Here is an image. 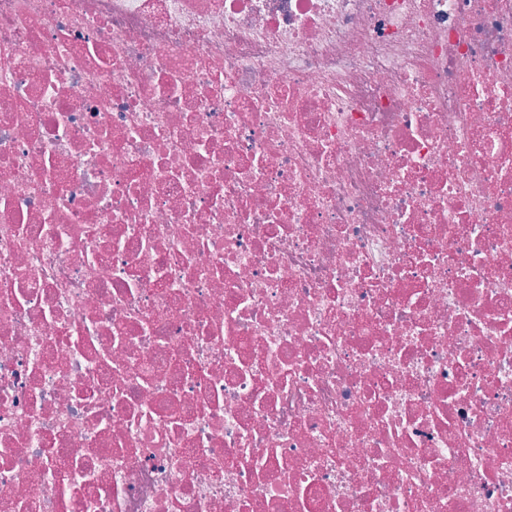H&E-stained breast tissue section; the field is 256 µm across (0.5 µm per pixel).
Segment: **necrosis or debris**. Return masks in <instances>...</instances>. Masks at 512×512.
Returning a JSON list of instances; mask_svg holds the SVG:
<instances>
[{"mask_svg": "<svg viewBox=\"0 0 512 512\" xmlns=\"http://www.w3.org/2000/svg\"><path fill=\"white\" fill-rule=\"evenodd\" d=\"M0 512H512V0H0Z\"/></svg>", "mask_w": 512, "mask_h": 512, "instance_id": "1", "label": "necrosis or debris"}]
</instances>
